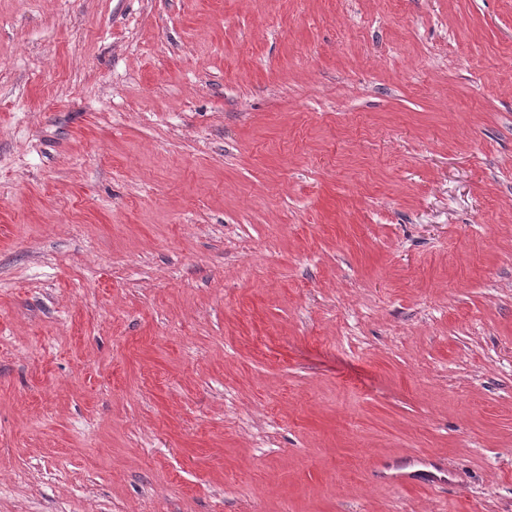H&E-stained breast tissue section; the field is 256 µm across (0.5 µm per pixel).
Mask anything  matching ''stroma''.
<instances>
[{
    "label": "stroma",
    "instance_id": "1",
    "mask_svg": "<svg viewBox=\"0 0 512 512\" xmlns=\"http://www.w3.org/2000/svg\"><path fill=\"white\" fill-rule=\"evenodd\" d=\"M0 512H512V0H0Z\"/></svg>",
    "mask_w": 512,
    "mask_h": 512
}]
</instances>
